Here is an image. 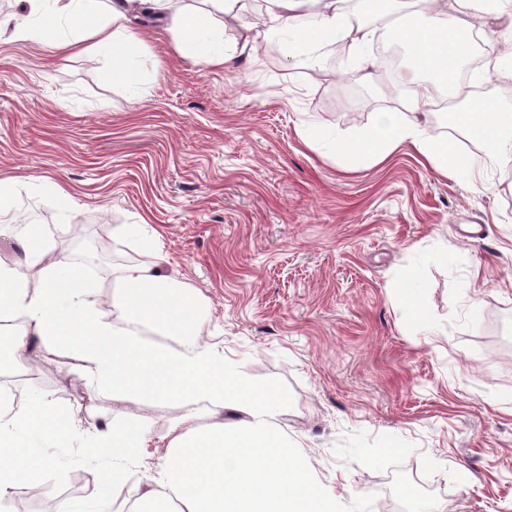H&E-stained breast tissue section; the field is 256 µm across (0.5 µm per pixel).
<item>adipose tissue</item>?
Returning a JSON list of instances; mask_svg holds the SVG:
<instances>
[{"mask_svg": "<svg viewBox=\"0 0 512 512\" xmlns=\"http://www.w3.org/2000/svg\"><path fill=\"white\" fill-rule=\"evenodd\" d=\"M24 17L0 15V35L42 40L59 50L85 53V38L112 58L109 80H125L135 37L129 25L134 12L164 17L180 38L214 29L224 16L238 13L242 0H109L108 21L97 14L98 0H24ZM346 0H264L260 25L248 28L238 48L251 54L262 38L285 35L282 51L292 67H303V50L325 42L341 43L361 70L372 68L365 49L374 33L349 20ZM412 24L390 29L394 39L412 50L413 73L442 83L465 106L459 125L505 162H512V108L492 98L473 100L469 85L454 77L465 61L466 32L482 16L512 21V0H422ZM433 101L414 98L407 111L382 112L370 132L341 140L333 151L350 162L376 164L411 144L427 165L444 175L466 176L473 187H486L481 172L470 168L456 146L426 135L423 123ZM10 193L0 183V235L16 233L23 257L0 262V320L14 321L9 333L13 356L32 341L63 359L87 385L103 396L132 404L166 401L181 412L159 438L133 416L83 424L73 411L61 409L51 394L32 390L25 409L14 410L0 395V503L39 489L55 460L32 453L37 436L57 444L80 442L101 448L105 467L100 486L119 484L129 465L146 449L156 463L133 512H336L334 497L316 482L308 466L289 462L288 442L277 424L274 390L259 389L224 363L219 343L210 342L211 320L198 295L162 272L159 262L122 269L110 309H103L85 285L83 271L56 253L47 224L14 230ZM39 268L30 280V268ZM247 418L224 423V409Z\"/></svg>", "mask_w": 512, "mask_h": 512, "instance_id": "adipose-tissue-1", "label": "adipose tissue"}]
</instances>
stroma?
I'll return each mask as SVG.
<instances>
[{
	"instance_id": "obj_1",
	"label": "stroma",
	"mask_w": 512,
	"mask_h": 512,
	"mask_svg": "<svg viewBox=\"0 0 512 512\" xmlns=\"http://www.w3.org/2000/svg\"><path fill=\"white\" fill-rule=\"evenodd\" d=\"M246 17L184 43L138 17L127 78L103 51L73 55L0 39V179L12 209L52 225L80 259L108 244L87 283L110 306L121 268L151 261L124 225L156 233L165 274L194 289L224 356L280 395L292 458L336 512H512V168L469 153L488 191L446 178L402 145L351 169L334 141L434 86L391 93L380 67L316 77L282 59L236 54ZM223 49L227 65L194 54ZM429 309L416 329L399 288ZM17 378L76 409L78 374L27 353ZM58 460L39 493L84 505L77 473L97 462L35 441Z\"/></svg>"
}]
</instances>
